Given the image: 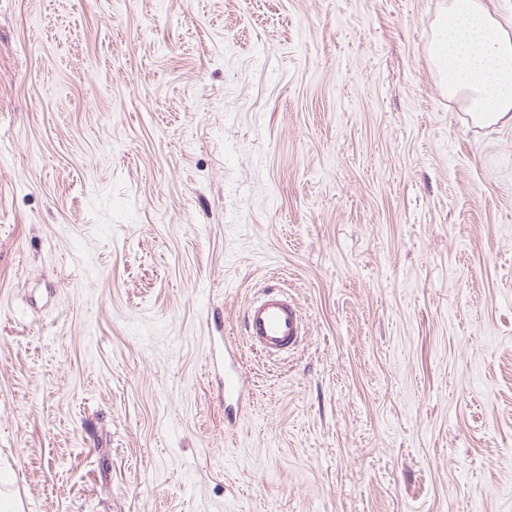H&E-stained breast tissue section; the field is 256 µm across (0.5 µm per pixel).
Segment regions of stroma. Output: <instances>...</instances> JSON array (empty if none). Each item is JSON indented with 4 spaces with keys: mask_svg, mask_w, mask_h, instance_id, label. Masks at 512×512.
Segmentation results:
<instances>
[{
    "mask_svg": "<svg viewBox=\"0 0 512 512\" xmlns=\"http://www.w3.org/2000/svg\"><path fill=\"white\" fill-rule=\"evenodd\" d=\"M447 3L0 0L22 512H512V124L444 94ZM245 330L253 346L267 357H282L304 330L297 306L281 291L264 290L247 307Z\"/></svg>",
    "mask_w": 512,
    "mask_h": 512,
    "instance_id": "35a3bbf8",
    "label": "stroma"
}]
</instances>
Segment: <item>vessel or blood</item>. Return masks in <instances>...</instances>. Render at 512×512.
I'll return each mask as SVG.
<instances>
[{
  "label": "vessel or blood",
  "instance_id": "obj_1",
  "mask_svg": "<svg viewBox=\"0 0 512 512\" xmlns=\"http://www.w3.org/2000/svg\"><path fill=\"white\" fill-rule=\"evenodd\" d=\"M245 330L253 346L278 358L293 348L304 324L299 309L287 296L266 290L248 305Z\"/></svg>",
  "mask_w": 512,
  "mask_h": 512
}]
</instances>
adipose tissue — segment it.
<instances>
[{
    "label": "adipose tissue",
    "instance_id": "obj_1",
    "mask_svg": "<svg viewBox=\"0 0 512 512\" xmlns=\"http://www.w3.org/2000/svg\"><path fill=\"white\" fill-rule=\"evenodd\" d=\"M429 56L444 93L482 124L512 122V29L485 0H448Z\"/></svg>",
    "mask_w": 512,
    "mask_h": 512
}]
</instances>
